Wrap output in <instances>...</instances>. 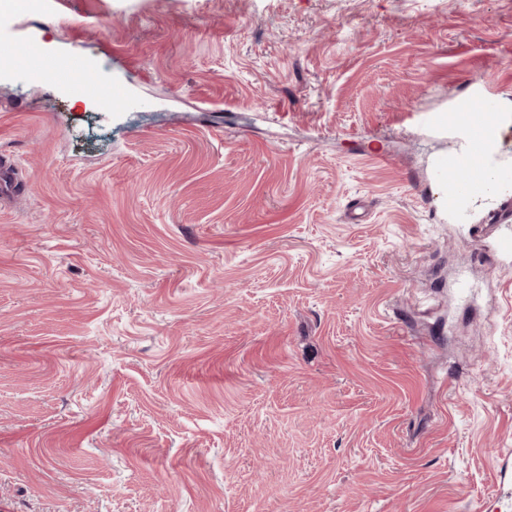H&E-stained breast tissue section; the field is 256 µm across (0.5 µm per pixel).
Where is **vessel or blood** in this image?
I'll use <instances>...</instances> for the list:
<instances>
[{"label":"vessel or blood","instance_id":"b4317fda","mask_svg":"<svg viewBox=\"0 0 512 512\" xmlns=\"http://www.w3.org/2000/svg\"><path fill=\"white\" fill-rule=\"evenodd\" d=\"M27 47L33 61L28 79L39 81L50 72L58 81L73 85L78 76L91 70L83 61L54 62L37 41H28ZM420 124L448 133L458 143L455 151L442 156L432 168L433 178L441 188L439 209L443 214L465 223L473 202L484 199L491 190L512 192V160L504 157L502 144L507 119L489 105L486 96H479L474 107L421 113Z\"/></svg>","mask_w":512,"mask_h":512}]
</instances>
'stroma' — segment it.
<instances>
[{
	"label": "stroma",
	"instance_id": "stroma-1",
	"mask_svg": "<svg viewBox=\"0 0 512 512\" xmlns=\"http://www.w3.org/2000/svg\"><path fill=\"white\" fill-rule=\"evenodd\" d=\"M56 10L136 105L0 70V512H512V265L416 118L512 111V0Z\"/></svg>",
	"mask_w": 512,
	"mask_h": 512
}]
</instances>
